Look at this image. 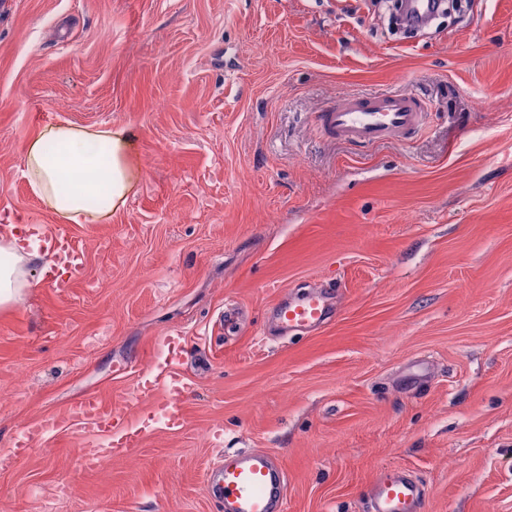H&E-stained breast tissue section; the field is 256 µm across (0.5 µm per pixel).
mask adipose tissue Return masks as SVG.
<instances>
[{
  "instance_id": "ef3b65f1",
  "label": "adipose tissue",
  "mask_w": 512,
  "mask_h": 512,
  "mask_svg": "<svg viewBox=\"0 0 512 512\" xmlns=\"http://www.w3.org/2000/svg\"><path fill=\"white\" fill-rule=\"evenodd\" d=\"M132 136L123 127L59 123L42 127L23 153L22 174L33 195L65 224H98L126 205L138 178L131 162ZM55 154H48V145ZM28 251L13 228L0 232V310L17 306L35 284Z\"/></svg>"
}]
</instances>
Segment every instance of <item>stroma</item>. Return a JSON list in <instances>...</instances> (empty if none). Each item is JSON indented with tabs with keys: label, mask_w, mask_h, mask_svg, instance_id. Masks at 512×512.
Here are the masks:
<instances>
[{
	"label": "stroma",
	"mask_w": 512,
	"mask_h": 512,
	"mask_svg": "<svg viewBox=\"0 0 512 512\" xmlns=\"http://www.w3.org/2000/svg\"><path fill=\"white\" fill-rule=\"evenodd\" d=\"M411 37L376 0H0V225L60 227L22 176L48 124L126 127L137 189L70 224L87 285L0 311V512H221L210 468L263 450L285 512H368L414 473L424 512H512V0ZM425 101L412 139L359 149L318 116L346 94ZM337 289L318 330L273 307ZM184 346L169 429L145 358ZM99 396L142 446L82 465L62 414ZM48 428L49 423L47 421L40 422L36 426L25 428L13 443V447L15 448L13 456L7 459L0 458L1 469L4 466L16 463L17 459L25 456L34 447L39 437H42L48 431ZM369 512H422L426 492L404 468L376 474L368 484Z\"/></svg>",
	"instance_id": "35a3bbf8"
}]
</instances>
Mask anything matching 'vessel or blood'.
Segmentation results:
<instances>
[{
  "instance_id": "vessel-or-blood-1",
  "label": "vessel or blood",
  "mask_w": 512,
  "mask_h": 512,
  "mask_svg": "<svg viewBox=\"0 0 512 512\" xmlns=\"http://www.w3.org/2000/svg\"><path fill=\"white\" fill-rule=\"evenodd\" d=\"M433 0H405L404 13L417 24L427 23L434 14ZM425 108L408 92L389 94H350L321 113L319 122L328 136L355 147H372L387 141H401L424 122ZM49 240L59 255L64 274L45 278L49 287L69 290L85 279V255L63 230L50 233ZM333 293L315 292L298 300H284L275 308L276 320L284 332L311 330L325 324L333 313ZM183 349L176 346L164 359L161 374L169 384L162 400L167 423L182 426L181 405L189 393L180 368ZM118 407L99 397L81 399L65 413L67 427L78 429L86 437L87 447L96 451L89 464L109 459L110 449L138 447L137 431L117 433ZM48 422L25 428L15 439L14 458L25 456L39 437L48 430ZM108 436V451L98 448L101 436ZM223 493L224 512H283L286 500V473L279 462L262 451H248L225 457L214 469ZM426 492L409 470L399 468L376 474L368 484L369 512H422Z\"/></svg>"
}]
</instances>
